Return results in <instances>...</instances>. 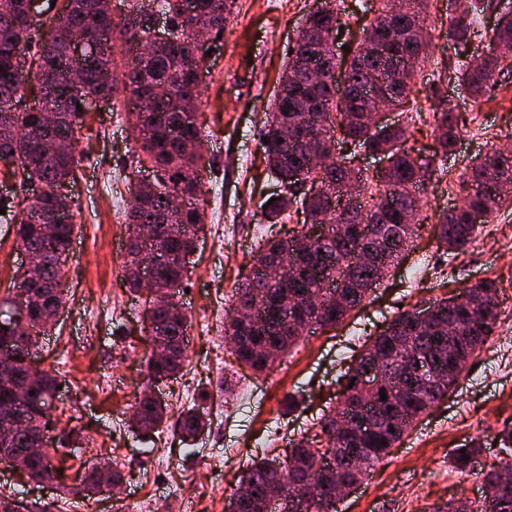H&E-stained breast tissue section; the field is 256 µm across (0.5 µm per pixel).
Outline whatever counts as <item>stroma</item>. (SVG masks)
<instances>
[{"label": "stroma", "instance_id": "35a3bbf8", "mask_svg": "<svg viewBox=\"0 0 512 512\" xmlns=\"http://www.w3.org/2000/svg\"><path fill=\"white\" fill-rule=\"evenodd\" d=\"M321 3L235 0L206 59L197 116L206 227L180 296L191 342L183 369L157 389L170 416L190 407L204 415L206 428L189 446L167 427L146 438L130 431L131 406L148 382L139 332L144 304L122 282L127 207L115 197L145 172L133 161L127 92L115 89L90 112L80 170L70 185L75 230L64 270L68 301L41 337L36 359L60 383L51 438L72 435L78 449L63 487L29 483L0 464V496L26 505V512H69L80 465L99 461L117 464L126 481L117 494L84 498L85 512H227L251 458L284 455L290 443L318 432L336 380L365 336L379 334L401 312L491 279L498 286V328L476 357V369L461 374L448 400L423 417L338 510L428 512L457 499L482 504L481 474L505 458L497 434L512 424V208L478 224L461 253L439 248L432 227L440 211L459 201L469 159L512 146V75L481 100L438 82V67L458 62L448 38V0H430L427 10L430 61L409 94L423 119L408 127L407 144L430 160L438 135L432 112L447 104L458 113L459 137L446 164L434 166L414 249L337 328L306 336L267 375L239 368L234 398L224 397V375L234 362L223 339L232 290L254 263L261 235L285 234L303 221L296 214L267 224L263 206L278 187L267 174L260 128L288 48ZM474 441L482 453L473 470L456 472L452 456Z\"/></svg>", "mask_w": 512, "mask_h": 512}]
</instances>
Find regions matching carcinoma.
Wrapping results in <instances>:
<instances>
[{"label": "carcinoma", "mask_w": 512, "mask_h": 512, "mask_svg": "<svg viewBox=\"0 0 512 512\" xmlns=\"http://www.w3.org/2000/svg\"><path fill=\"white\" fill-rule=\"evenodd\" d=\"M101 0H69L68 10L58 16L55 28L60 38H50L31 50L28 38L31 19L30 0H0V165L3 174L22 186L38 187L23 217L15 225L17 243L22 249L42 254L36 269L20 268L11 281V292L0 301L6 306L19 305L24 296L33 294L40 303L30 310V333L13 340L0 337V353L15 360L18 378L25 373L24 362L39 349V335L46 328L44 316L66 302L63 270L69 256L74 224H56L46 228L48 215L72 202L57 196L60 184L74 180L80 163L78 143L85 128V115L93 102L112 99L114 78L107 64L114 62L116 39L129 47L147 42L153 35L155 13L149 0L135 12L136 18L123 26L100 5ZM197 11H184L183 0H163V11L183 30L182 40L143 57H127L120 74L124 89L135 98L151 101L147 108L132 113L131 124L139 150L136 163L150 164L154 188L142 191L125 215L128 229L124 283L132 292L141 291L138 277L140 253L144 248L138 237L141 224L157 226L152 247L160 263L155 271V285L144 300L141 332L146 343L163 337L159 352H150L146 360L151 386L136 398L131 417L142 425L145 434L156 432L170 423L173 432L189 441L203 428V418L189 408L169 421L166 404L154 396L152 386L176 376L183 368L189 347L188 317L175 313L180 288L189 272L190 256L196 241L204 234V205L201 198L200 157L188 143L201 136L197 120L185 112L190 102L201 103V87L194 71L201 68L195 53L196 32L211 30L213 37L224 32L234 0H196ZM430 0H378L373 18L362 28L358 42L347 43L345 56H336V45L346 22L340 9L324 2L309 16L308 27L290 47L270 111L262 121V145L269 174L280 185L276 201L267 205L265 216L274 223L292 208L304 215L302 224L285 239L266 237L259 244V255L250 273L234 287L229 310L224 319V338L240 366L256 374L270 370L312 327L334 328L350 312L362 305L370 292L381 283L390 269L412 246L421 223L405 222L406 215L419 214L421 193L430 179V167L419 162L405 148L406 127H389L372 122L373 101L367 88L385 92L387 103L407 114L414 122L420 113H411L407 89L416 76V66L428 61L427 32L422 42L414 41L413 28L421 24ZM494 8V0H448V22L454 48L466 54L474 18ZM101 35L90 51L83 76L70 78L66 62L77 43L89 35ZM390 39V55L373 52L372 46ZM31 58L35 71L30 77V91L39 99L35 108H21L22 82L13 73L17 54ZM347 64V83L335 84L336 65L331 59ZM481 62H469L455 69L439 71L438 80L456 83L478 100L487 95L496 78L512 72V13L503 14L488 47L479 55ZM439 130L434 157H448L457 143L458 119L454 108L433 113ZM318 126V140L301 130ZM292 126L299 131L292 139L278 142L281 129ZM54 137L65 142L66 149L50 152L44 139ZM362 150L388 152L386 170L361 177L356 206L370 209L377 216L376 225L386 237L372 262L353 265L349 255L371 249V238L349 230L356 224V210H336L332 188L351 180L352 167ZM319 162L309 179L322 187L310 194L294 181L297 169L309 163L311 155ZM461 203L441 211L435 233L440 247L464 251L472 242L479 212L489 218L505 207L512 208V151L492 148L469 161L460 185ZM183 198V210L169 208L170 199ZM182 225L185 231L169 234L167 226ZM313 224L343 225L345 234L328 233L317 241L291 273L281 266V255L291 242ZM467 296V301H456ZM458 296L443 297L427 307L429 315L420 319L417 312L401 314L398 329L383 331L368 342L356 365L338 379L340 387L336 406L319 418L321 434L312 440L301 439L284 457L252 461L241 476V491L234 494L237 512H338L336 493L361 485L374 466L401 443L414 424L448 398V383L429 387L407 371V362L427 357L440 371L448 372V363L465 369L480 353L498 321L496 282L481 280L466 287ZM256 309L255 319L245 321L239 310ZM377 362L381 379L371 388L362 384L365 369ZM57 378L49 375L31 387L27 395L33 412L45 414L53 405ZM386 400H381V394ZM370 431L355 435L338 426L337 418H357L365 407ZM40 435L37 427L26 425L11 440L10 447L28 475L60 484L65 478L66 461L56 466L49 456L29 457L21 449ZM481 453L479 443H472L465 453L453 456V467L468 473ZM320 470L324 478L310 494L287 504L277 492L286 484L303 486L311 474ZM512 472L508 461L483 474L482 482L491 501L488 508L476 512H512V497L499 495L501 473ZM104 491L93 468L84 469L71 492L93 496Z\"/></svg>", "instance_id": "cac0c4a2"}]
</instances>
